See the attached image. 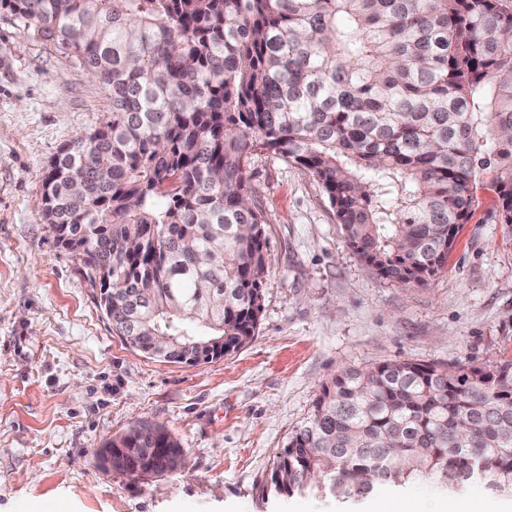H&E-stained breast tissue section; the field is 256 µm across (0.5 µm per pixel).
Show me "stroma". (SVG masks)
<instances>
[{"instance_id":"1","label":"stroma","mask_w":512,"mask_h":512,"mask_svg":"<svg viewBox=\"0 0 512 512\" xmlns=\"http://www.w3.org/2000/svg\"><path fill=\"white\" fill-rule=\"evenodd\" d=\"M111 117L109 92L81 63L0 18V512H374L387 494L403 512L450 501L512 512L511 496L479 481L346 499L259 492L337 371L512 361V226L492 189L478 188L446 269L402 286L352 251L305 169L254 151L270 260L256 335L219 359L165 363L113 333L42 221L43 168ZM142 421L174 434L181 467L148 479L103 469L96 450Z\"/></svg>"}]
</instances>
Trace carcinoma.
<instances>
[{"mask_svg": "<svg viewBox=\"0 0 512 512\" xmlns=\"http://www.w3.org/2000/svg\"><path fill=\"white\" fill-rule=\"evenodd\" d=\"M499 0H0L80 61L112 119L48 164L42 220L112 308V331L168 363L255 335L267 217L263 149L307 170L380 277L423 285L492 173L512 224V13ZM136 477L182 464L163 425L112 438ZM433 476L512 494V363L348 367L321 385L261 493L369 494Z\"/></svg>", "mask_w": 512, "mask_h": 512, "instance_id": "obj_1", "label": "carcinoma"}]
</instances>
